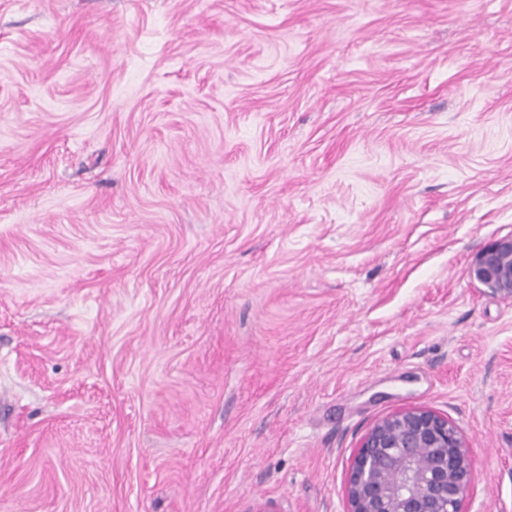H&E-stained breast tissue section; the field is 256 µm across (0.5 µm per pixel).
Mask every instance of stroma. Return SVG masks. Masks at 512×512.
<instances>
[{
	"label": "stroma",
	"mask_w": 512,
	"mask_h": 512,
	"mask_svg": "<svg viewBox=\"0 0 512 512\" xmlns=\"http://www.w3.org/2000/svg\"><path fill=\"white\" fill-rule=\"evenodd\" d=\"M512 0H0V512H348L408 407L512 512ZM471 275L493 293L512 299V234L487 243L476 255Z\"/></svg>",
	"instance_id": "stroma-1"
}]
</instances>
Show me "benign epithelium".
Listing matches in <instances>:
<instances>
[{"label": "benign epithelium", "instance_id": "obj_1", "mask_svg": "<svg viewBox=\"0 0 512 512\" xmlns=\"http://www.w3.org/2000/svg\"><path fill=\"white\" fill-rule=\"evenodd\" d=\"M471 275L512 299V234L487 243ZM472 478L468 446L456 425L411 407L382 417L363 435L346 492L350 512H463Z\"/></svg>", "mask_w": 512, "mask_h": 512}]
</instances>
